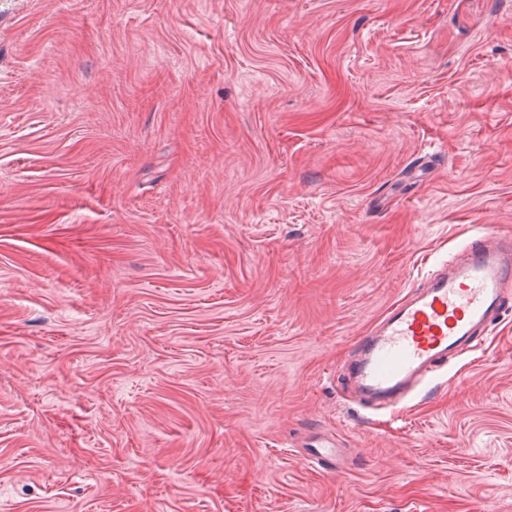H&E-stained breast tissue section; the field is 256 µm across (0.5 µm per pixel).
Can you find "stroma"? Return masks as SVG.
<instances>
[{"label": "stroma", "instance_id": "35a3bbf8", "mask_svg": "<svg viewBox=\"0 0 512 512\" xmlns=\"http://www.w3.org/2000/svg\"><path fill=\"white\" fill-rule=\"evenodd\" d=\"M489 227L512 0H0V512H512V307L347 379Z\"/></svg>", "mask_w": 512, "mask_h": 512}]
</instances>
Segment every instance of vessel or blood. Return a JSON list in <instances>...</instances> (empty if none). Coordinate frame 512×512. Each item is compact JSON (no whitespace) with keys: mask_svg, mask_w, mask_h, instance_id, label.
Wrapping results in <instances>:
<instances>
[{"mask_svg":"<svg viewBox=\"0 0 512 512\" xmlns=\"http://www.w3.org/2000/svg\"><path fill=\"white\" fill-rule=\"evenodd\" d=\"M512 300V236L488 231L460 247L358 341L361 391L380 405L404 398L471 346Z\"/></svg>","mask_w":512,"mask_h":512,"instance_id":"vessel-or-blood-1","label":"vessel or blood"}]
</instances>
